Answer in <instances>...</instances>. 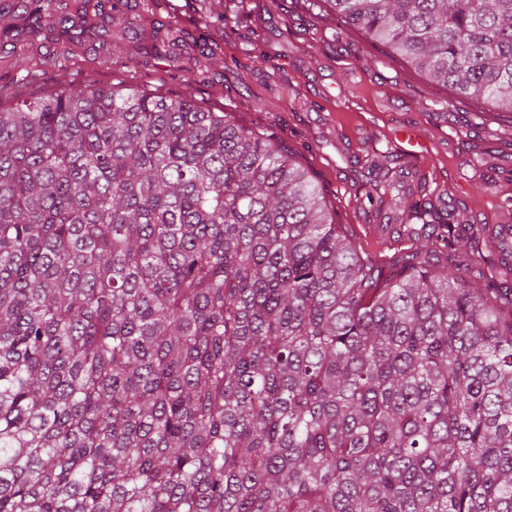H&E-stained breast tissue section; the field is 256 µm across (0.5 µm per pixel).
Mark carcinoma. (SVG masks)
I'll return each mask as SVG.
<instances>
[{"mask_svg":"<svg viewBox=\"0 0 512 512\" xmlns=\"http://www.w3.org/2000/svg\"><path fill=\"white\" fill-rule=\"evenodd\" d=\"M309 2L512 112V0ZM41 86L0 105V512H512V278L392 279L190 82Z\"/></svg>","mask_w":512,"mask_h":512,"instance_id":"carcinoma-1","label":"carcinoma"}]
</instances>
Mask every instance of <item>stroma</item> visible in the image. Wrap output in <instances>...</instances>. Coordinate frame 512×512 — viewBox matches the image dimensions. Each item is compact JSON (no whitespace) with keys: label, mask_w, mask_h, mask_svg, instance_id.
<instances>
[{"label":"stroma","mask_w":512,"mask_h":512,"mask_svg":"<svg viewBox=\"0 0 512 512\" xmlns=\"http://www.w3.org/2000/svg\"><path fill=\"white\" fill-rule=\"evenodd\" d=\"M81 2L47 0V24L33 29L24 0H0V99L25 98L32 72L57 83L120 81L169 93L193 83L198 100L296 150L337 223L392 276L399 273L393 258L412 243L394 240L385 207L356 187L378 180L373 161L390 151L401 128L421 127L432 138L427 174L446 186L428 197L433 216L493 230L512 224V114L466 98L445 110L443 90L307 0H243V22L232 20V0H125L112 16L119 48L108 66L100 63L99 18L92 10L78 14ZM170 25L183 32L182 50L147 55L154 31ZM201 42L212 51L205 61ZM130 55L140 67H128ZM456 257L469 260L478 283L506 274L482 234L462 240Z\"/></svg>","instance_id":"35a3bbf8"}]
</instances>
